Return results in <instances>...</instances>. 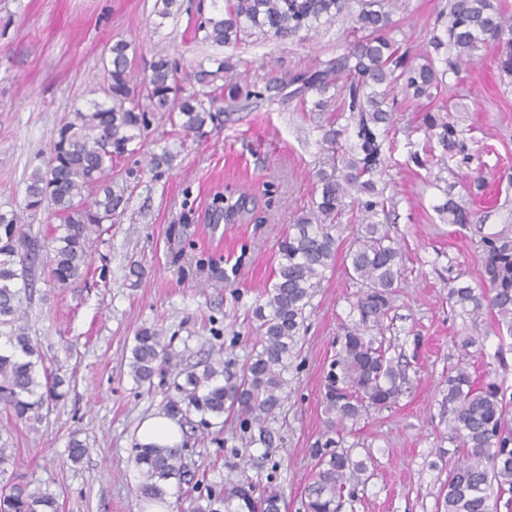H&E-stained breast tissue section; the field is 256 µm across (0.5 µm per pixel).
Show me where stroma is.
Returning a JSON list of instances; mask_svg holds the SVG:
<instances>
[{"label":"stroma","mask_w":512,"mask_h":512,"mask_svg":"<svg viewBox=\"0 0 512 512\" xmlns=\"http://www.w3.org/2000/svg\"><path fill=\"white\" fill-rule=\"evenodd\" d=\"M157 0H0V212H13L35 240L55 223L48 210L26 209L30 174L45 168L60 121L76 108L104 102L103 61L119 40L130 42L131 83H139L153 54L169 50L182 71L208 57L231 58L255 99L224 118L222 130L179 143L171 126L152 117L139 155L116 164L112 175L131 194L120 216L106 224L90 250V274L61 288L45 261L35 264L31 289L22 291L29 334L45 364L65 381L66 395L34 427L11 428L0 410V450L34 487L56 497L59 512H143L135 493L133 461L141 422L165 408L167 387H137L128 368L136 332L154 326L171 339L185 363L218 357L243 359L257 323L252 310L272 284L278 244L308 208L315 174L330 169L323 143L326 114L306 111L282 93L258 99L265 81L302 71L343 53L351 37L337 21L280 42L261 35L216 47L193 32L210 0H182L179 15L159 20ZM448 0H403L394 17L398 41L421 51ZM481 48L459 84L440 97L462 133L469 163L446 158L421 123L419 108L399 104L384 142L404 274L380 338L406 370L409 388L391 409L347 426L344 445L357 458L372 457L374 475L343 499L339 512H437L441 486L456 458L449 451L442 406L446 377L467 364L477 379L512 390V335L489 315L460 313L448 284L461 278L482 285V239L512 238V77ZM178 150L173 168L144 172L150 154ZM483 179L482 197L473 182ZM245 193L257 208L236 224H212L207 208L216 195ZM454 197L472 220L449 224L436 205ZM356 284L342 263L326 271L305 311L297 353L285 374L288 399L271 447L254 445L231 455L236 435L205 429L201 415L180 416L189 458L205 484L274 483L281 512H298L314 468L308 450L325 430L323 375L341 322L347 321ZM472 337L463 349L459 337ZM87 452L68 458L71 439Z\"/></svg>","instance_id":"1"}]
</instances>
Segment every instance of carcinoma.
Here are the masks:
<instances>
[{
  "instance_id": "1",
  "label": "carcinoma",
  "mask_w": 512,
  "mask_h": 512,
  "mask_svg": "<svg viewBox=\"0 0 512 512\" xmlns=\"http://www.w3.org/2000/svg\"><path fill=\"white\" fill-rule=\"evenodd\" d=\"M398 0H213L214 14L195 22L196 32L215 46H231L254 34L279 40L297 36L323 23L347 17L359 33L346 51L287 82L270 81L265 90L287 89L289 95L313 108L347 113L356 141L343 145L344 130L327 124L323 142L336 150L331 173L316 174L318 197L309 211L289 226L279 244L274 282L264 291L266 300L255 306L259 336L241 368L228 359L209 361L198 368L182 366V358L166 341L162 330L143 327L134 336L128 367L134 382L154 387L172 379L176 396L167 408L173 413L194 410L215 419L236 418L239 439L247 445L272 444L271 424L278 421L287 399L288 357L297 345L312 289L336 260V221L353 197L364 223L357 226L344 256L350 279L360 284L351 303V322L341 326L336 354L325 376L322 396L329 415L328 431L314 442L310 455L315 472L305 489V512H338L343 496L371 477L365 459H354L336 440L347 423L358 422L372 410L397 404L409 384L405 370L388 357L374 331L393 308L401 279L402 251L378 219L387 215L392 198L378 187L386 174L382 138L393 124L399 99L440 96L445 77H458L462 66L474 61V52L492 41L498 45V68L512 76V17L506 6L493 0H448V11L437 18L444 35L429 41L433 52L416 54L392 36ZM130 45L118 41L103 61L107 103L92 102L75 109L58 128L45 169L32 172L26 188V208L51 206L62 233L47 241L50 275L64 288L85 277L93 236L126 203L127 188L112 182L115 163L137 155L147 137L150 116L159 114L185 137L202 139L224 127V109L241 100L261 98L246 91L233 77L230 58L211 57L213 68L199 66L195 86L187 90L186 76L166 50L158 52L139 86L128 80ZM448 51L445 68L433 55ZM428 133L439 138L450 153L464 151L455 125L440 111L423 117ZM441 214L450 224H467L469 211L448 199ZM39 244L18 224V216L0 212V327L13 350H0V403L14 423H38L43 407L63 398V380L48 368L37 371L31 360L35 348L21 309L19 285L32 276ZM482 279L485 289L453 282L448 300L475 317L487 312L512 336V242L484 239ZM448 442L459 454L441 488L443 512H498L501 496L512 494V398L496 381H475L464 366L448 373ZM139 473L136 494L153 502L164 499L170 481L191 484L184 446H135ZM280 512V496L267 486L262 491L244 482L229 489L208 487L196 499L195 512ZM0 512H58L55 498L31 488L23 473L13 472L0 486Z\"/></svg>"
}]
</instances>
